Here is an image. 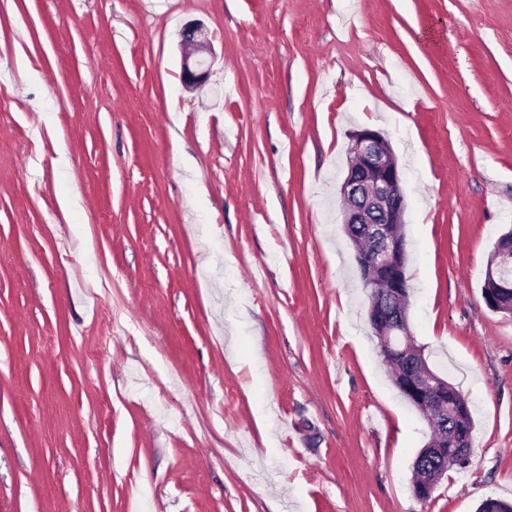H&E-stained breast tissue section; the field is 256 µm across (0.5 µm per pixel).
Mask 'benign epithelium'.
Returning a JSON list of instances; mask_svg holds the SVG:
<instances>
[{"label":"benign epithelium","mask_w":512,"mask_h":512,"mask_svg":"<svg viewBox=\"0 0 512 512\" xmlns=\"http://www.w3.org/2000/svg\"><path fill=\"white\" fill-rule=\"evenodd\" d=\"M182 63L180 78L187 88L204 85L209 77V69L204 67V52L210 51V41L205 26L198 21H190L180 32ZM351 157L347 174L340 186V196L348 201L343 211V224L350 237H357L355 225L364 227L365 235L379 241L381 248L360 258L364 268H396L405 253V242L392 234L389 225L400 223L404 217L406 202L402 173L395 160L389 141L378 131L363 128L351 133ZM406 280L402 279L393 288L378 293L369 307V320L374 328L384 335L394 333L405 336L407 322L402 310H392L396 301L406 292ZM512 292V233L501 235L493 246V259L487 266L483 296L492 309L512 314V299L506 296ZM433 376L425 377L413 370L405 375L404 388L408 396L417 404L429 405L442 416L448 408L461 413L467 408L465 398L446 392L433 385ZM426 457L435 460L436 467H448V455L458 461L468 457L466 439L458 441L453 451L430 443L425 448Z\"/></svg>","instance_id":"benign-epithelium-1"}]
</instances>
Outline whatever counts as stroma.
Wrapping results in <instances>:
<instances>
[{
    "mask_svg": "<svg viewBox=\"0 0 512 512\" xmlns=\"http://www.w3.org/2000/svg\"><path fill=\"white\" fill-rule=\"evenodd\" d=\"M362 128L402 172L411 332L474 423L424 503L342 226ZM510 227L512 0H0V512L512 501V315L482 294ZM180 38L182 50L181 82L186 88L201 87L208 80L209 68H203L205 58H193V56L210 51L207 29L201 22L190 21L182 28Z\"/></svg>",
    "mask_w": 512,
    "mask_h": 512,
    "instance_id": "35a3bbf8",
    "label": "stroma"
}]
</instances>
